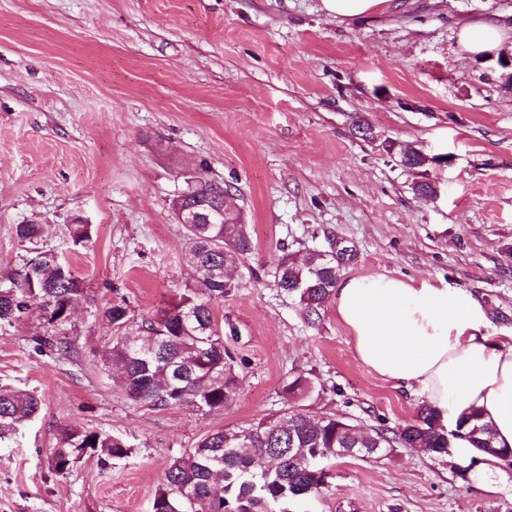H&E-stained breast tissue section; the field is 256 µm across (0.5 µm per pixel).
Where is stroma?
I'll return each mask as SVG.
<instances>
[{
    "mask_svg": "<svg viewBox=\"0 0 512 512\" xmlns=\"http://www.w3.org/2000/svg\"><path fill=\"white\" fill-rule=\"evenodd\" d=\"M494 15L511 17L512 0H388L351 21L321 0H0V274L26 258L14 227L33 221L35 248L90 298L72 360L36 344L37 319L0 328V388L42 401L0 443V512H152L173 457L283 408L365 429L411 421L423 398L360 361L333 306L312 324L278 288L283 253H329L344 278L448 283L482 306L487 335L512 334V48H463L466 25ZM360 119L373 138L354 135ZM387 139L444 158L429 170L436 197L414 193ZM201 167L249 227L243 281L214 306L245 365L224 410H150L105 371L111 329L95 310L123 301L139 318L191 282L171 203ZM76 217L90 227L79 245ZM296 375L310 395L284 392ZM71 427L133 453L56 476L48 460ZM463 460L341 457L294 512H512V466L464 474Z\"/></svg>",
    "mask_w": 512,
    "mask_h": 512,
    "instance_id": "obj_1",
    "label": "stroma"
}]
</instances>
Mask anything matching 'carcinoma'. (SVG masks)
I'll list each match as a JSON object with an SVG mask.
<instances>
[{
    "label": "carcinoma",
    "instance_id": "cac0c4a2",
    "mask_svg": "<svg viewBox=\"0 0 512 512\" xmlns=\"http://www.w3.org/2000/svg\"><path fill=\"white\" fill-rule=\"evenodd\" d=\"M435 158L419 150L406 155L403 166L423 169ZM200 185L186 184L184 206L202 211L217 202L224 205V223L187 224L185 261L207 274L184 285L178 298L148 316L130 315L123 302H109L101 310L112 336L100 352L106 370L117 374L126 396L151 409L181 408L208 415L222 411L237 396L240 365L224 347L213 305L239 287L240 268L252 250L247 225L232 190L196 171ZM20 242H32L42 233L34 222L18 224ZM37 252L23 265L0 277V327L34 316L47 330L36 337L39 346L55 351L62 360L73 358L76 345L69 325L78 305L87 302L82 279L58 259ZM339 268L327 254L313 251L301 260L284 254L275 269L278 287L300 307L305 318H320L331 299ZM207 326L208 330L200 331ZM41 409L34 393L0 389V441L16 433ZM466 429L471 457L512 465V448H496L489 427L471 414L457 423ZM415 448L429 456L452 452L448 431L438 413L423 405L414 419L395 429H360L344 417H314L285 409L256 425L218 429L191 451L172 459L166 483L157 490L153 512H284L294 503L318 497L328 486L329 472L314 479L311 464L318 458L383 455L396 448ZM96 452L112 459L132 454L120 437L84 428L61 434L49 461L52 473L65 477L82 455Z\"/></svg>",
    "mask_w": 512,
    "mask_h": 512
}]
</instances>
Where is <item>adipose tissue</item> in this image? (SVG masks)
<instances>
[{
    "mask_svg": "<svg viewBox=\"0 0 512 512\" xmlns=\"http://www.w3.org/2000/svg\"><path fill=\"white\" fill-rule=\"evenodd\" d=\"M505 34L499 20H477L465 48L489 55ZM331 303L366 366L421 396L445 427L475 412L497 447L512 448V336L492 341L477 302L445 283L373 275L344 279Z\"/></svg>",
    "mask_w": 512,
    "mask_h": 512,
    "instance_id": "1",
    "label": "adipose tissue"
}]
</instances>
